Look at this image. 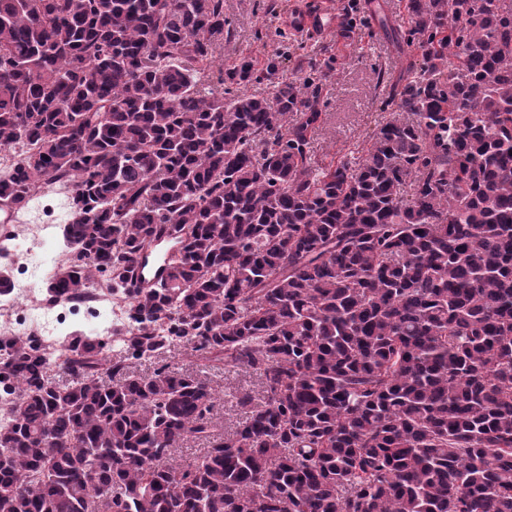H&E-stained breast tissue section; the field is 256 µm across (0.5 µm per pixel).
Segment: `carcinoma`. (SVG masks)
I'll use <instances>...</instances> for the list:
<instances>
[{
	"mask_svg": "<svg viewBox=\"0 0 512 512\" xmlns=\"http://www.w3.org/2000/svg\"><path fill=\"white\" fill-rule=\"evenodd\" d=\"M405 9L408 118L318 167L312 75L201 83L224 0H0V199L74 182L45 293L108 267L128 319L0 338V512H512V0ZM177 346L258 377L234 428Z\"/></svg>",
	"mask_w": 512,
	"mask_h": 512,
	"instance_id": "1",
	"label": "carcinoma"
}]
</instances>
